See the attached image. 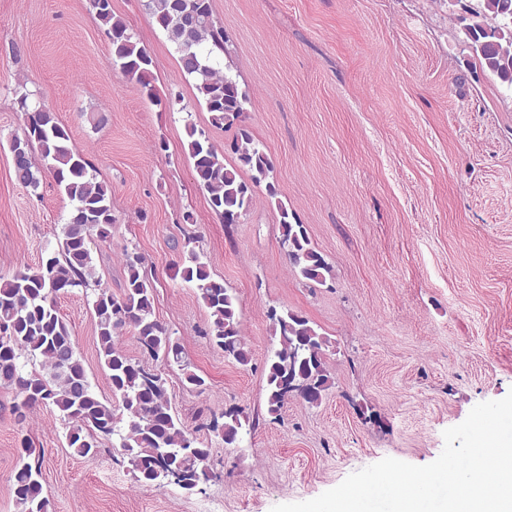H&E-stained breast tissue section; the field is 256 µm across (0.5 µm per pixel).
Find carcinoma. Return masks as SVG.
Returning <instances> with one entry per match:
<instances>
[{
    "label": "carcinoma",
    "instance_id": "obj_1",
    "mask_svg": "<svg viewBox=\"0 0 512 512\" xmlns=\"http://www.w3.org/2000/svg\"><path fill=\"white\" fill-rule=\"evenodd\" d=\"M90 8L111 45V64L155 97V61L138 45L129 25L113 14L112 0H89ZM145 9L179 55L181 72L194 81L197 101L210 113L216 128L231 126L247 112L249 92L230 70L222 68L229 36L216 24L212 0H146ZM468 23L464 34L479 70L496 76L512 90V0H477L463 5ZM27 145L17 150L19 136L9 143L15 181L35 192L39 152L47 172L71 202L62 226L59 248L44 252L34 267L0 277V386L16 391L20 402L14 412L49 407L65 425V445L78 457L95 460L118 450L127 460L135 481L161 487L160 467L178 474L175 485L187 493L202 490L214 477L212 448L198 441L172 409L166 379L132 359L119 345L130 330L152 358L182 365L183 349L157 318L154 285L143 269L142 257L124 250L125 276L120 291L112 292L96 278L91 244L106 241L119 217L112 208V188L89 173L93 165L70 144V135L55 113L39 100L38 92L18 84L15 90ZM183 117L184 151L191 161L194 183L206 194L215 217L236 224L253 206L255 188L265 186L275 202L281 226L280 243L293 275L308 283L323 284L332 267L310 241L294 209L280 198L274 164L249 128L239 125L231 149L237 164L224 163V152L206 129L197 126L187 108ZM174 276L192 288L208 310L203 331L224 356L246 366L251 351L242 336L238 298L210 273L199 240H185ZM75 291L91 292L96 319L97 348L108 372L112 398L93 390L77 353L72 330L62 317L58 298ZM278 348L266 361L267 411L278 416L285 401L296 396L318 405L331 386L325 360L328 340L297 312L284 308L269 312ZM224 422H219V419ZM249 417L232 407L213 417L206 429L226 448L242 441ZM22 462L13 473L18 512H51L43 495L42 455L30 441L21 442Z\"/></svg>",
    "mask_w": 512,
    "mask_h": 512
}]
</instances>
